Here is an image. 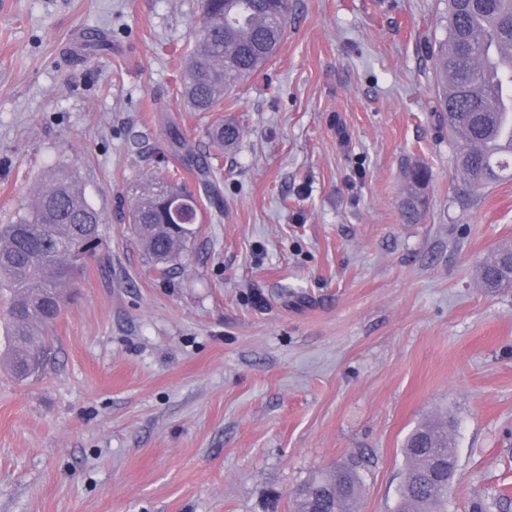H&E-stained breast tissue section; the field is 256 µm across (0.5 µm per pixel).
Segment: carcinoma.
<instances>
[{"label":"carcinoma","instance_id":"obj_1","mask_svg":"<svg viewBox=\"0 0 512 512\" xmlns=\"http://www.w3.org/2000/svg\"><path fill=\"white\" fill-rule=\"evenodd\" d=\"M202 22L187 54L181 93L195 112H213L224 94L261 73L286 37L288 0H203ZM512 45V0H448L444 40L429 47L439 86V116L448 122L455 166L469 191L495 186L512 176V153L501 156L481 144L508 131L512 107L493 111L491 87L482 61L493 43ZM240 128L219 123L211 133L214 154L196 157L177 129L169 142L183 168H192L198 182L213 179V160L236 144ZM171 177L148 181L152 203L130 210L137 241L162 274L184 269L186 243L200 223V200ZM425 202L418 192L403 202L410 219L421 215ZM102 214L81 194L77 179L65 167L53 170L48 185L36 191L11 224L0 225V288L11 295L5 355L17 381L44 373L53 360L45 330L58 317L64 292L73 286L102 245ZM482 286L494 290L512 285V247L502 248L482 263ZM451 419L429 420L409 436L408 462L396 512H448V488L457 476L452 451ZM356 466L345 464L308 481L306 495L296 499L297 512H350L359 491Z\"/></svg>","mask_w":512,"mask_h":512}]
</instances>
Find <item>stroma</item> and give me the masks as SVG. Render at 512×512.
<instances>
[{
    "instance_id": "obj_1",
    "label": "stroma",
    "mask_w": 512,
    "mask_h": 512,
    "mask_svg": "<svg viewBox=\"0 0 512 512\" xmlns=\"http://www.w3.org/2000/svg\"><path fill=\"white\" fill-rule=\"evenodd\" d=\"M286 38L216 112L179 91L201 0H0V224L72 169L103 243L48 333L0 368V512H294L360 460L355 512H394L421 422L453 418L448 512H512V180L461 205L428 48L445 0H289ZM243 130L200 193L185 270L127 222L135 189ZM432 172L401 216L414 165ZM241 137L240 128L233 123H219L214 126L211 133V147L215 151L205 160L196 157L187 143L181 139L176 128L169 132V142L174 147L175 156L180 161L181 168H193L198 182L206 184L213 179V160L217 159L224 148L236 144ZM480 279L483 288L494 290L512 285V247L502 248L482 263Z\"/></svg>"
}]
</instances>
